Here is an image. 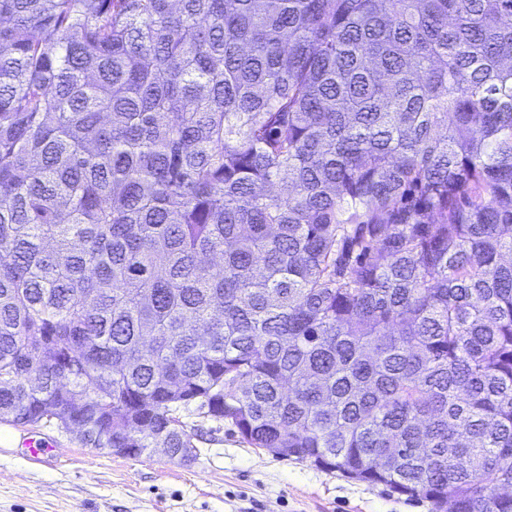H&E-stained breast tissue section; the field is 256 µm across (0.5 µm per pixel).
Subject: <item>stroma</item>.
Segmentation results:
<instances>
[{"label": "stroma", "mask_w": 512, "mask_h": 512, "mask_svg": "<svg viewBox=\"0 0 512 512\" xmlns=\"http://www.w3.org/2000/svg\"><path fill=\"white\" fill-rule=\"evenodd\" d=\"M196 452L137 459L83 445L53 423L0 422V512H429L381 484L349 479L245 443L228 424L184 413ZM36 434L49 460L29 459Z\"/></svg>", "instance_id": "35a3bbf8"}]
</instances>
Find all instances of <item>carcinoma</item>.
Segmentation results:
<instances>
[{"instance_id": "obj_1", "label": "carcinoma", "mask_w": 512, "mask_h": 512, "mask_svg": "<svg viewBox=\"0 0 512 512\" xmlns=\"http://www.w3.org/2000/svg\"><path fill=\"white\" fill-rule=\"evenodd\" d=\"M192 405L512 512V0H0V420Z\"/></svg>"}]
</instances>
